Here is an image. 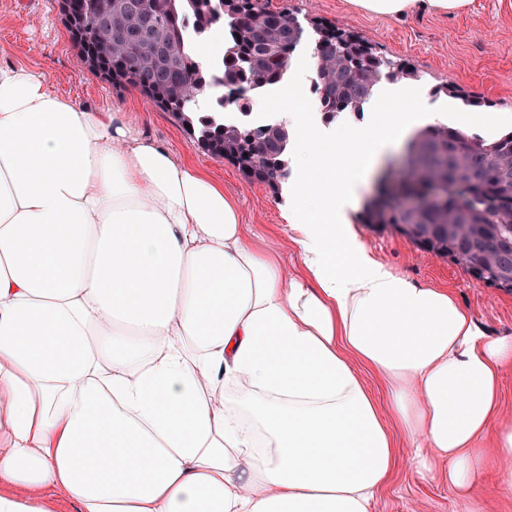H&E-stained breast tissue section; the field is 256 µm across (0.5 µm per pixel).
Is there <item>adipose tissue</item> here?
<instances>
[{"label": "adipose tissue", "mask_w": 512, "mask_h": 512, "mask_svg": "<svg viewBox=\"0 0 512 512\" xmlns=\"http://www.w3.org/2000/svg\"><path fill=\"white\" fill-rule=\"evenodd\" d=\"M276 107L294 132L292 275L223 185L128 112L0 68V512H373L404 446L458 500L489 473L512 490V425L492 426L512 338L349 229L409 123L328 130Z\"/></svg>", "instance_id": "1"}]
</instances>
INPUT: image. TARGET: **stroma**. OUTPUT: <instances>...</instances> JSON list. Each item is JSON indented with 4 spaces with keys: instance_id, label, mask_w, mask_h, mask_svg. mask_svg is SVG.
<instances>
[{
    "instance_id": "stroma-1",
    "label": "stroma",
    "mask_w": 512,
    "mask_h": 512,
    "mask_svg": "<svg viewBox=\"0 0 512 512\" xmlns=\"http://www.w3.org/2000/svg\"><path fill=\"white\" fill-rule=\"evenodd\" d=\"M272 11L290 10L299 19L319 17L336 26L366 34L391 59H404L420 73L417 95L395 104L390 117L398 121L441 112L442 121L484 141L512 132V0H470L461 14L426 11L402 17L356 12L347 0H263ZM26 66L44 74L52 89L97 108L114 105L135 112L142 127L158 142L224 187L234 197L252 241L276 238L282 244L287 271L299 266L288 247L283 209L287 190L272 192L246 181L230 162L204 151L169 113L150 105L134 87H115L82 62L61 14V0H0V67ZM465 87L475 104L449 98L446 81ZM368 252L395 274L436 288L452 289L493 337H512V293L477 282L449 259L422 250L406 237L377 232L352 223ZM453 492L442 484L416 481L397 465L380 490L374 512H463Z\"/></svg>"
}]
</instances>
